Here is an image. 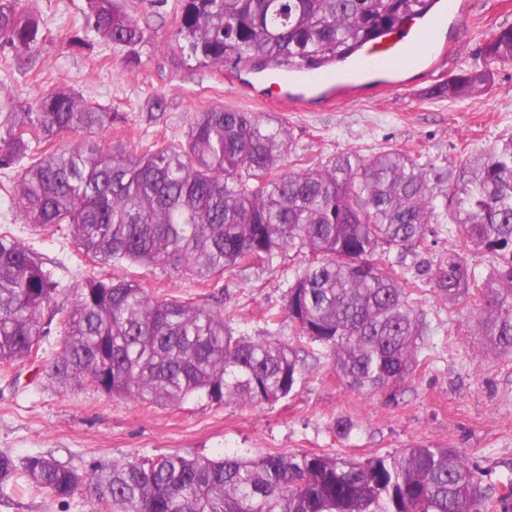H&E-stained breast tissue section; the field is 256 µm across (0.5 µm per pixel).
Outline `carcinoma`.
<instances>
[{
  "label": "carcinoma",
  "instance_id": "1",
  "mask_svg": "<svg viewBox=\"0 0 512 512\" xmlns=\"http://www.w3.org/2000/svg\"><path fill=\"white\" fill-rule=\"evenodd\" d=\"M430 2L182 0L177 36L203 64H249L261 73L284 58L342 60ZM83 32L115 48L145 39L117 0H87ZM0 38L18 61L41 40L22 0H0ZM483 53L512 64V27L494 33ZM491 81L489 70L464 71L432 95L467 99ZM111 127L112 113L65 89L44 96L34 112L16 103L0 112V169H18L10 198L22 223L65 224L88 257L161 265L207 285L244 264L264 269L287 253L304 255L284 316L364 397L403 385L427 346L420 285L394 268L390 253L427 250L456 234L420 275L444 303L482 301L486 350L512 353V137L459 170L432 172L414 151L394 147L309 165L290 158L286 127L222 105L194 113L185 139L141 154L82 139ZM65 133L72 144L31 157L32 141ZM472 250L497 259L482 280L469 267ZM60 293L37 255L0 237V362L36 350L44 311ZM232 321L135 281L90 277L63 311L52 376L62 388L89 376L107 394L161 406L288 397L308 351L270 331L253 338ZM19 473L59 498L83 487L110 512H506L512 501V482L485 484L457 450L428 445L362 461L316 452L214 460L171 453L83 473L50 453L20 466L1 453L0 484Z\"/></svg>",
  "mask_w": 512,
  "mask_h": 512
}]
</instances>
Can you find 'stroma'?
I'll return each mask as SVG.
<instances>
[{"label": "stroma", "instance_id": "stroma-1", "mask_svg": "<svg viewBox=\"0 0 512 512\" xmlns=\"http://www.w3.org/2000/svg\"><path fill=\"white\" fill-rule=\"evenodd\" d=\"M468 17L451 34L457 41L445 70L427 75L406 69L399 89L332 103L310 99L295 109L251 97L224 70L190 58L179 46V0H125L126 11L146 30L145 41L119 49L90 38L85 49L66 39L82 28L87 0H27L43 23L42 41L23 68L0 43V80L23 104L35 106L49 91L68 88L112 114L101 139L139 152L160 140L184 139L194 112L220 104L253 112L269 126H286L292 154L310 162L341 151L368 157L389 147L422 154L441 168H460L498 140L512 136V66L489 65L484 42L512 26V0H467ZM492 68L482 95L448 101L429 90L463 69ZM164 93L167 111L151 120L148 102ZM15 171L0 170V235L33 251L54 272L70 307L71 290L88 277H120L233 316L246 335H264L267 317L280 319L278 337L295 331L280 315L288 282L302 259L290 255L262 270L225 272L218 286L198 283L161 266H112L80 254L67 230L22 223L8 191ZM419 302L432 329L426 360L395 394L361 397L337 377L327 356L309 358L294 392L272 404L215 405L203 400L159 407L112 397L90 378L59 387L50 367L61 351L62 327L52 322L36 354L0 363V453L21 462L53 454L80 471L96 462L187 452L200 458L253 457L267 451L338 454L357 460L394 454L415 444L461 452L485 481L512 474V357L483 354L476 334L479 309L449 306L426 291ZM87 491L59 499L36 491L24 477L0 487V512H106Z\"/></svg>", "mask_w": 512, "mask_h": 512}]
</instances>
